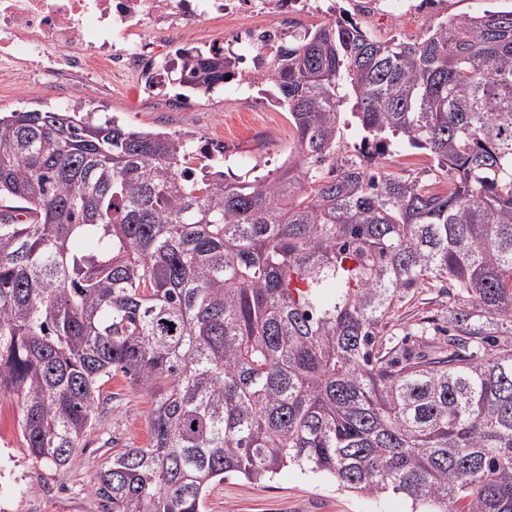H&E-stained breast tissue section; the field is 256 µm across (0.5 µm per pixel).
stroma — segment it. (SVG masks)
Masks as SVG:
<instances>
[{"mask_svg": "<svg viewBox=\"0 0 512 512\" xmlns=\"http://www.w3.org/2000/svg\"><path fill=\"white\" fill-rule=\"evenodd\" d=\"M512 0H429L399 19L383 13V0L371 12H361L355 0H337V9L355 18L375 37L394 36L408 41L422 38L433 25L492 8H508ZM84 102L93 113L113 117L127 126L170 133H188L199 141L223 140L224 155L234 172L252 168L268 171L287 155L295 130L285 110L266 111L237 88L221 86L202 97L194 112H178L171 104L151 101L130 111L127 79L107 73L96 82L79 85L44 83L19 71L0 81V109L50 106L65 101ZM448 325V295L440 288L416 290L397 311V330L413 337L417 328L442 331ZM104 403L98 422L86 435L73 462L56 468L33 460L17 430L16 397L0 396V504L10 512H105L93 491L96 474L111 456L150 442L148 415L151 396L115 375L102 388ZM404 495L369 496L338 490L325 478L283 470L272 480L252 483L226 476L208 491L204 512H409Z\"/></svg>", "mask_w": 512, "mask_h": 512, "instance_id": "obj_1", "label": "stroma"}]
</instances>
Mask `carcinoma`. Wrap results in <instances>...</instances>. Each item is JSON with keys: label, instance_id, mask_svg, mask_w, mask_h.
Instances as JSON below:
<instances>
[{"label": "carcinoma", "instance_id": "cac0c4a2", "mask_svg": "<svg viewBox=\"0 0 512 512\" xmlns=\"http://www.w3.org/2000/svg\"><path fill=\"white\" fill-rule=\"evenodd\" d=\"M265 68L296 140L253 178L79 104L0 111V395L29 456L68 465L120 371L151 442L99 470L107 512H202L225 475L289 466L512 512V8L413 43L339 16ZM233 73L216 52L174 76ZM397 148L427 176L385 171ZM445 284L448 336L397 348L398 305Z\"/></svg>", "mask_w": 512, "mask_h": 512}]
</instances>
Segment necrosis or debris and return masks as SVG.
Here are the masks:
<instances>
[{"instance_id": "1", "label": "necrosis or debris", "mask_w": 512, "mask_h": 512, "mask_svg": "<svg viewBox=\"0 0 512 512\" xmlns=\"http://www.w3.org/2000/svg\"><path fill=\"white\" fill-rule=\"evenodd\" d=\"M332 0H0V80L23 65L51 82H88L102 71L131 73L138 102L171 95L169 69L197 51L239 52L252 63L287 45L302 14L333 17ZM233 19L220 41L205 25ZM175 98V97H172ZM192 109L187 96L175 98Z\"/></svg>"}]
</instances>
